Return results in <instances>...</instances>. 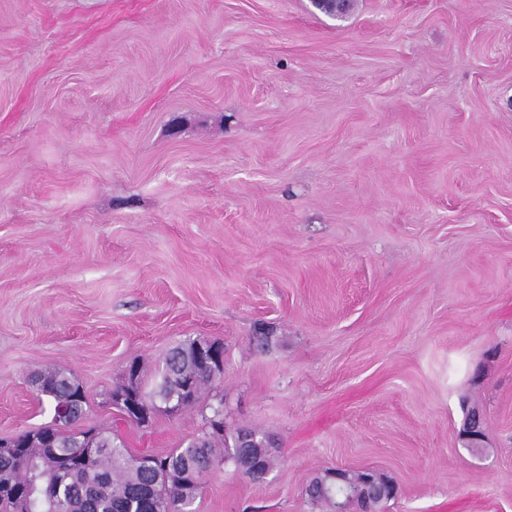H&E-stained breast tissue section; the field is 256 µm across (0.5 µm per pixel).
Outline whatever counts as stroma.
I'll use <instances>...</instances> for the list:
<instances>
[{"label": "stroma", "mask_w": 512, "mask_h": 512, "mask_svg": "<svg viewBox=\"0 0 512 512\" xmlns=\"http://www.w3.org/2000/svg\"><path fill=\"white\" fill-rule=\"evenodd\" d=\"M195 338L193 409L109 405ZM46 368L136 455L218 403L269 437L195 512H327L334 469L512 512V0H0V439L51 421Z\"/></svg>", "instance_id": "1"}]
</instances>
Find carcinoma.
<instances>
[{"label":"carcinoma","mask_w":512,"mask_h":512,"mask_svg":"<svg viewBox=\"0 0 512 512\" xmlns=\"http://www.w3.org/2000/svg\"><path fill=\"white\" fill-rule=\"evenodd\" d=\"M216 378L196 362L192 342L179 343L166 355L151 392H137L141 410L148 416L157 403L171 400L192 407ZM31 382L55 409L70 403L78 386L71 373L60 369L38 372ZM36 435V446L0 456V483L13 481L27 488L30 512H186L195 499H184L169 484L167 473L182 474L200 491L204 477L232 461L235 450L224 436L204 430L165 455L139 457L116 440L111 429L99 427L94 446L100 452L83 462L76 459L80 432L67 424L41 427Z\"/></svg>","instance_id":"cac0c4a2"}]
</instances>
